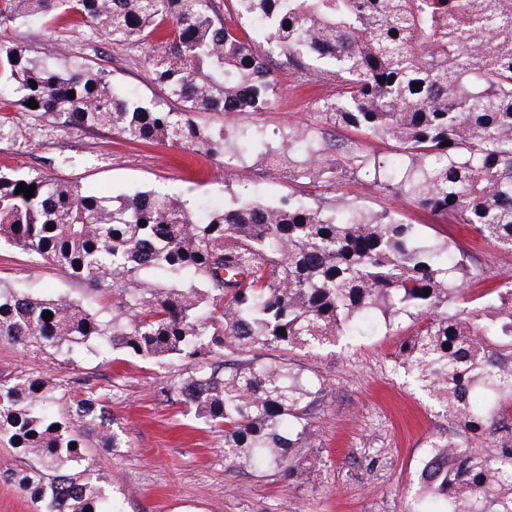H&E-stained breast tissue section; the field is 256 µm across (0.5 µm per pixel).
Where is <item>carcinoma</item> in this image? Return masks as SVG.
Here are the masks:
<instances>
[{
  "label": "carcinoma",
  "instance_id": "1",
  "mask_svg": "<svg viewBox=\"0 0 512 512\" xmlns=\"http://www.w3.org/2000/svg\"><path fill=\"white\" fill-rule=\"evenodd\" d=\"M233 2L234 26L216 0H0V85L11 92H0V108L221 156L224 128L198 114L265 108L278 71L303 85L332 74L336 91L317 103L325 128L275 143L249 137L241 150L271 175L310 184L351 175L512 251V0ZM62 14L81 18L89 42L148 44L170 104L142 106L99 63L46 64L8 36ZM252 31L265 38L261 53ZM32 99L38 108L27 107ZM336 127L389 139L399 154L333 145ZM16 137L13 115L1 112L0 145ZM20 183L36 186L33 197L15 194ZM432 228L343 194L329 207L308 194L241 197L201 222L161 190L105 198L35 167L0 173V237L112 291L103 316L0 284V340L66 369L92 341L165 370L188 365L166 382V400L224 435L229 465L286 474L292 449L311 445L325 390L292 355L360 336L372 320L406 322L393 363L458 429L430 442L412 512L429 499L443 512H512V278L476 292L483 267L452 237L427 239ZM110 401L111 390L80 374L0 377V445L32 460L6 478L38 512H101L102 487L75 466L93 444L126 447Z\"/></svg>",
  "mask_w": 512,
  "mask_h": 512
}]
</instances>
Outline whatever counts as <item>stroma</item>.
Segmentation results:
<instances>
[{"label": "stroma", "mask_w": 512, "mask_h": 512, "mask_svg": "<svg viewBox=\"0 0 512 512\" xmlns=\"http://www.w3.org/2000/svg\"><path fill=\"white\" fill-rule=\"evenodd\" d=\"M36 58L55 62L59 51L68 58L101 61L116 81L141 101L160 104L164 96L145 61L146 47L91 43L83 25L58 19L16 31ZM334 83L296 85L282 77L281 89L266 110L246 121L207 113L206 121L224 129V151L233 153L243 132L275 139L300 125L320 126L316 101L332 94ZM75 157V165L59 168L62 176L80 178L83 187L104 195H130L165 187L196 202L201 214L230 205L238 197L274 203L302 190L303 182L271 177L249 158L225 172L220 158L197 154L170 143L135 145L112 132L35 128L21 122L16 142L0 146V171L33 164L35 157ZM358 197L375 212L391 211L419 223L430 218L417 204L385 192L365 194L354 180L317 187L319 200L332 202L337 192ZM476 259L487 274L512 272V252L500 249L463 224L439 223ZM0 281L26 285L39 298L66 297L94 310L112 305L110 293L65 277L57 269L34 264L28 255L0 240ZM395 331L374 325L366 336L316 354L296 355L306 374H317L326 389L317 402L312 424L317 438L299 449L293 477L274 470L255 472L228 466L219 437L208 432L192 412L166 402L164 372L157 363L128 357L116 363L112 349L101 342L80 346L79 372L94 385L111 389V416L126 428L127 448L110 453L85 451L87 462L105 488L108 502L120 512H410L421 462L430 441L455 430L402 370L391 354L399 344ZM65 376L49 356L27 354L0 341V375ZM322 462L320 475L310 474V457Z\"/></svg>", "instance_id": "obj_1"}]
</instances>
